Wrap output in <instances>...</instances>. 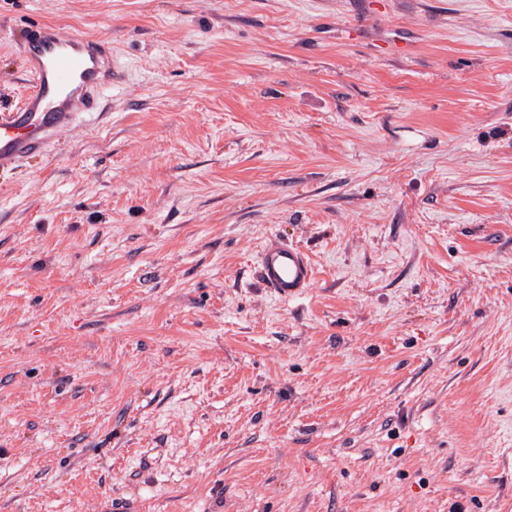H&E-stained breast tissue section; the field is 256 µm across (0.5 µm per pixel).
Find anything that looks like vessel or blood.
<instances>
[{"mask_svg":"<svg viewBox=\"0 0 512 512\" xmlns=\"http://www.w3.org/2000/svg\"><path fill=\"white\" fill-rule=\"evenodd\" d=\"M24 56L29 90L18 106L0 111L1 170L33 156L51 157L61 134L80 116L96 114L103 92L124 79L110 42L49 24L33 26ZM258 276L275 296L291 301L311 287L313 268L302 249L272 237L259 255Z\"/></svg>","mask_w":512,"mask_h":512,"instance_id":"obj_1","label":"vessel or blood"}]
</instances>
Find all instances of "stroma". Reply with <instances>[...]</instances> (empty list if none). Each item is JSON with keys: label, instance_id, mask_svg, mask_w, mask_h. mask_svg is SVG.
Masks as SVG:
<instances>
[{"label": "stroma", "instance_id": "stroma-1", "mask_svg": "<svg viewBox=\"0 0 512 512\" xmlns=\"http://www.w3.org/2000/svg\"><path fill=\"white\" fill-rule=\"evenodd\" d=\"M41 22L125 80L0 171V512H512V0H0V109ZM258 276L275 296L291 301L311 288L313 268L302 249L271 237L259 255Z\"/></svg>", "mask_w": 512, "mask_h": 512}]
</instances>
